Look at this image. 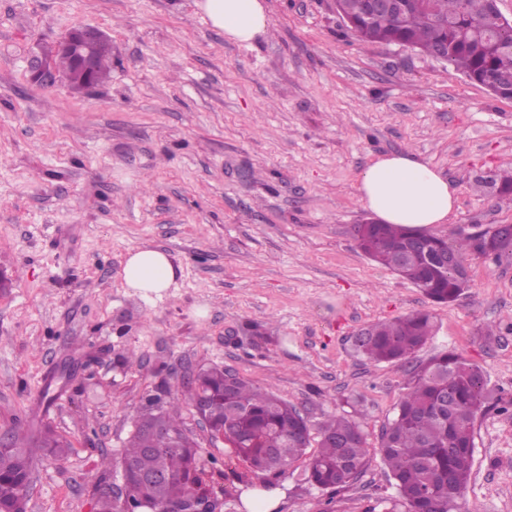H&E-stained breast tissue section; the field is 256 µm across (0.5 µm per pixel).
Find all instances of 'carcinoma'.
<instances>
[{
    "label": "carcinoma",
    "instance_id": "carcinoma-1",
    "mask_svg": "<svg viewBox=\"0 0 512 512\" xmlns=\"http://www.w3.org/2000/svg\"><path fill=\"white\" fill-rule=\"evenodd\" d=\"M398 14L373 13L366 0H340V10L354 21L350 31L360 40L396 43L432 55L444 50L446 61L500 98H512V30L504 28L497 0H403ZM476 185L512 203V175H480ZM358 248L375 261L421 288L431 300L455 301L463 293L457 279L438 256L447 251L459 261L477 253L499 259L512 254V243L495 241L487 248L475 237L448 241L418 228L373 224L366 234L353 228ZM429 313L417 311L375 323L354 339L356 349L373 362L411 359L433 335ZM207 396L214 432L224 431V446L250 464L262 486L275 485L306 456L312 434L317 450L309 456L306 480L322 490L338 492L358 480L369 462L360 423L344 416L310 424L299 409L238 376L226 381L218 366L198 372ZM487 400L483 372L454 354H442L418 366L395 417L381 431L379 454L394 480L406 512H459L458 501L471 477L473 423ZM7 432L12 447L0 449V507H14L23 482L30 480L32 449L59 457L70 443L49 423L28 429L13 424ZM154 448L152 455L145 449ZM122 464L143 471L162 470L168 479L134 494L152 498L158 512L193 507L189 474L202 469L199 446L177 410L163 409L154 397L134 425Z\"/></svg>",
    "mask_w": 512,
    "mask_h": 512
}]
</instances>
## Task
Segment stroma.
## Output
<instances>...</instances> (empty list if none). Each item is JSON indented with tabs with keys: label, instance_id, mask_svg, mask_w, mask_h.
I'll return each mask as SVG.
<instances>
[{
	"label": "stroma",
	"instance_id": "stroma-1",
	"mask_svg": "<svg viewBox=\"0 0 512 512\" xmlns=\"http://www.w3.org/2000/svg\"><path fill=\"white\" fill-rule=\"evenodd\" d=\"M265 36L228 42L197 0H0V431L46 418L71 442L37 450L26 512H94L101 474L122 476L124 445L149 394L170 389L206 471L255 477L212 447L182 379L236 371L311 423H361L367 470L335 498L280 481L281 512H405L378 453L382 426L414 365L454 353L478 366L490 398L474 420V465L460 508L512 512V256H469L470 286L433 302L369 260L352 233L371 216L357 175L398 150L457 190L434 234L512 222V205L476 175L512 172V99L448 62L359 40L332 0H263ZM112 40L109 79L82 92L35 83L32 65L70 28ZM167 251L162 296L124 287L130 252ZM416 310L434 335L402 363H375L358 331ZM263 326L251 347L244 324ZM84 364L60 386V361Z\"/></svg>",
	"mask_w": 512,
	"mask_h": 512
}]
</instances>
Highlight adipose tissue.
Masks as SVG:
<instances>
[{"label":"adipose tissue","mask_w":512,"mask_h":512,"mask_svg":"<svg viewBox=\"0 0 512 512\" xmlns=\"http://www.w3.org/2000/svg\"><path fill=\"white\" fill-rule=\"evenodd\" d=\"M199 7L232 43L253 44L268 27L262 0H200ZM356 190L359 202L384 224L415 228L442 224L457 204L452 183L430 163L406 151L372 158L360 172ZM175 277L171 256L154 248L131 252L122 268L126 286L145 297L161 295Z\"/></svg>","instance_id":"adipose-tissue-1"}]
</instances>
